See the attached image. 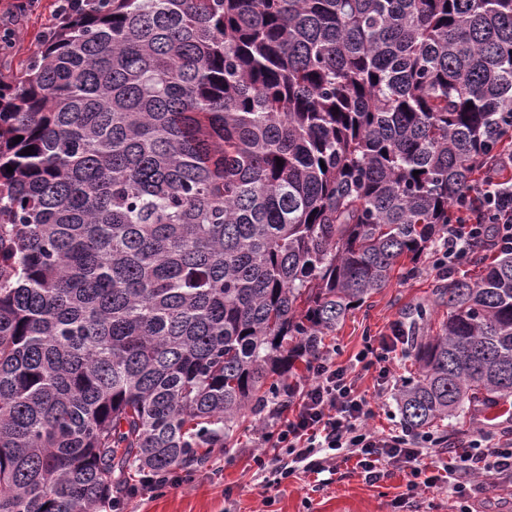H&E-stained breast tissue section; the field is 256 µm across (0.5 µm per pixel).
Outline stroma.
Here are the masks:
<instances>
[{
  "label": "stroma",
  "mask_w": 512,
  "mask_h": 512,
  "mask_svg": "<svg viewBox=\"0 0 512 512\" xmlns=\"http://www.w3.org/2000/svg\"><path fill=\"white\" fill-rule=\"evenodd\" d=\"M56 0H35L16 29L14 60L25 59L54 18ZM432 253H424L411 274L395 275L391 283L354 310L336 330L323 338V350L337 364L354 363L370 339L389 334L393 322L408 323L419 310L431 314V327H438L448 314L437 302V290L446 283L432 267ZM393 379L384 393H377L371 376L359 388L374 410L368 424L377 432L402 427L397 393L402 381L413 375L415 366L408 348L392 354ZM512 426V405L489 412L469 411L466 418H450L430 426V433L446 437L456 445L473 430L496 432ZM269 429L267 412L246 413L230 447L214 451L205 464L194 470L192 483L129 499L123 512H448V492L418 486L408 491L409 472L394 470L376 483L364 480L354 462L338 463L329 481L316 474L295 471L279 486H272V470L259 469L255 455L271 459L285 456L284 449L264 448L262 438Z\"/></svg>",
  "instance_id": "obj_1"
}]
</instances>
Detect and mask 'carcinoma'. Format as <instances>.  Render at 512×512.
I'll return each instance as SVG.
<instances>
[{
  "instance_id": "obj_1",
  "label": "carcinoma",
  "mask_w": 512,
  "mask_h": 512,
  "mask_svg": "<svg viewBox=\"0 0 512 512\" xmlns=\"http://www.w3.org/2000/svg\"><path fill=\"white\" fill-rule=\"evenodd\" d=\"M68 2L0 71V512L227 447L512 137V0ZM437 302L411 430L512 398V254Z\"/></svg>"
}]
</instances>
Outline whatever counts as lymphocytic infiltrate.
<instances>
[{
    "instance_id": "obj_1",
    "label": "lymphocytic infiltrate",
    "mask_w": 512,
    "mask_h": 512,
    "mask_svg": "<svg viewBox=\"0 0 512 512\" xmlns=\"http://www.w3.org/2000/svg\"><path fill=\"white\" fill-rule=\"evenodd\" d=\"M509 166L512 153L500 155L459 203L433 263L438 275L469 264L475 247L512 251V180L500 177ZM403 340V327L396 323L377 346L360 352L355 364L342 366L321 354L310 366L308 385H286L274 395L269 410L274 429L267 440L290 457L278 473L284 479L297 467L330 473L338 457H352L367 481H378L393 468H407L425 487H449L459 512H473L471 504L483 493L486 480L512 483V430L495 438L476 431L443 461L433 456L443 438L406 429L386 435L370 429L372 408L357 388V373L375 371L378 386H385L391 377L389 355Z\"/></svg>"
}]
</instances>
